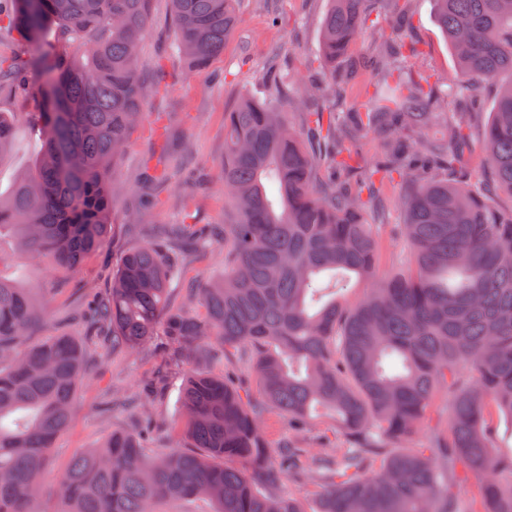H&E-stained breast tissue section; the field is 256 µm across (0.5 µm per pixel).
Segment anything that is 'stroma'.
Wrapping results in <instances>:
<instances>
[{
    "label": "stroma",
    "mask_w": 512,
    "mask_h": 512,
    "mask_svg": "<svg viewBox=\"0 0 512 512\" xmlns=\"http://www.w3.org/2000/svg\"><path fill=\"white\" fill-rule=\"evenodd\" d=\"M328 7V0H238L239 23L223 55L207 69L193 71L170 54V0H152L139 69L146 76L160 75V88L148 98L145 114L112 172L126 192L112 215L106 242L73 273L52 268L41 258H18L11 242L0 243V277L39 289L50 301L54 321L34 324L28 345L67 334L79 339L84 350L76 415L58 437L40 487L45 512H53L60 477L73 457L99 447L113 431L137 427L144 399H151L157 417L169 424L154 435L151 448H169L178 441L180 377L188 365L176 345L158 336L141 351H113L108 331L91 326L88 303L108 293L123 254L156 241L166 225L187 214L200 224L223 223L224 192L210 175L224 161V113L241 94L264 96L262 69L271 51L280 52L292 79L308 76L318 57ZM414 7L408 40L416 51L403 64L409 72L426 71L447 85L456 78L458 65L435 23L433 2L415 0ZM39 150L26 127L17 126L12 156L0 166V190L11 189ZM400 196L396 183L383 194L390 221L378 229L382 277L397 271L404 251L391 231L401 219Z\"/></svg>",
    "instance_id": "stroma-1"
}]
</instances>
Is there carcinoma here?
<instances>
[{"instance_id": "1", "label": "carcinoma", "mask_w": 512, "mask_h": 512, "mask_svg": "<svg viewBox=\"0 0 512 512\" xmlns=\"http://www.w3.org/2000/svg\"><path fill=\"white\" fill-rule=\"evenodd\" d=\"M151 0H0V26L24 51L0 59V97L37 99L0 112V163L20 121L41 143L33 165L0 192V240L76 271L103 244L124 194L109 178L143 115L150 84L137 68ZM174 53L205 69L224 53L235 0H170ZM319 43L323 81L299 87L270 64L265 98L241 95L224 113L230 216L217 230L168 225L195 254L224 249V274L167 308L183 265L163 244L130 249L94 302L93 325L112 350L157 334L201 360L217 343L248 361L258 394L227 377L189 374L181 388L183 448L146 454L137 432H116L74 458L55 512H154L162 500L205 498L214 512H305L277 493L280 479L318 487L315 512H512V0H433L459 75L441 93L429 75L401 74L411 43L380 38L362 66L381 82L366 108L336 111V62L365 29L411 22L410 0H329ZM501 82L483 136L491 182H468L479 84ZM453 100L447 135L425 141L429 110ZM302 106L300 127L285 106ZM384 138L363 166L347 144ZM403 186L400 239L407 265L356 303L342 287L375 277L379 185ZM30 290L0 277V512H43L37 493L61 431L74 417L79 341L52 336L21 349L46 316ZM311 432L329 418L341 444L315 453L267 446L261 418ZM429 430L425 445L407 447ZM479 483L467 500L462 488Z\"/></svg>"}]
</instances>
